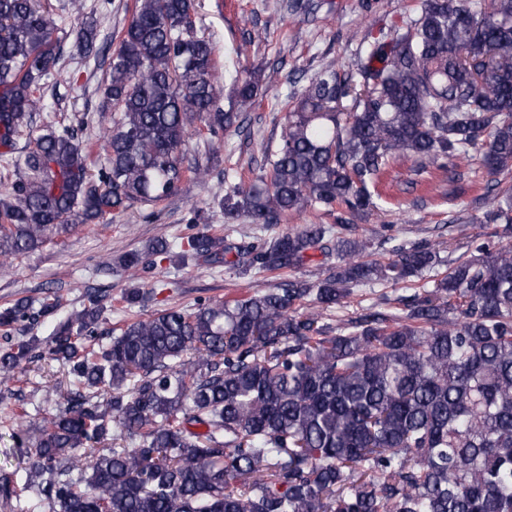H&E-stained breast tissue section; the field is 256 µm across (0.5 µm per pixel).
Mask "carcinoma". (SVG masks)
<instances>
[{"label":"carcinoma","mask_w":512,"mask_h":512,"mask_svg":"<svg viewBox=\"0 0 512 512\" xmlns=\"http://www.w3.org/2000/svg\"><path fill=\"white\" fill-rule=\"evenodd\" d=\"M83 0L54 8L0 0V271L39 248L136 203L159 204L186 178L193 135L243 128L259 87L275 71H230L221 106L211 37L196 30L195 0H132L110 38L100 145L88 118L36 116L58 73L62 42L96 60L97 30ZM404 28L361 39L348 72L325 63L285 116L281 144L247 173L224 175V221L260 229L307 209L333 218L271 241L231 242L198 231L144 255H189L239 273L282 272L288 281L251 295L163 309L99 333L105 297L64 319L57 295L18 299L0 328L50 323L0 352V380L48 355L75 391L33 421L24 447L33 509L49 512H512V184L485 193L468 256L448 242H415L373 257L352 218L377 208L371 187L391 163L448 174V195L471 175H512V0H418ZM336 266L296 276L315 253ZM382 292L344 314L354 289ZM336 309V319L323 311ZM120 434L129 448H102ZM87 448L82 465L72 455Z\"/></svg>","instance_id":"carcinoma-1"}]
</instances>
